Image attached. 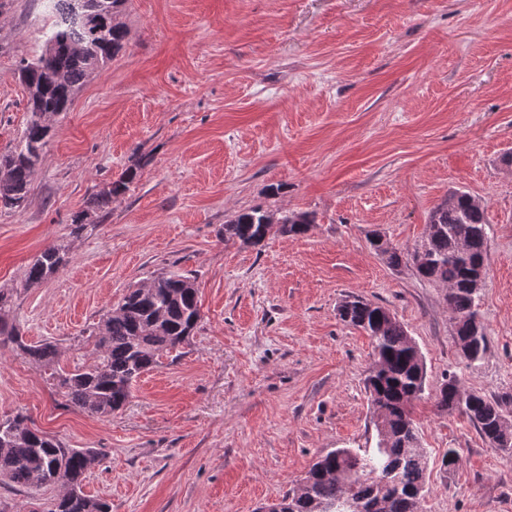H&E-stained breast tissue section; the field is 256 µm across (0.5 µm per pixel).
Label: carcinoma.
I'll use <instances>...</instances> for the list:
<instances>
[{
	"instance_id": "obj_1",
	"label": "carcinoma",
	"mask_w": 512,
	"mask_h": 512,
	"mask_svg": "<svg viewBox=\"0 0 512 512\" xmlns=\"http://www.w3.org/2000/svg\"><path fill=\"white\" fill-rule=\"evenodd\" d=\"M55 15L44 50L20 70L29 93L31 119L21 140L0 157V205L19 208L30 186L50 132L46 118L65 112L86 76L110 62L124 47L128 31L119 20L124 0H95L100 20L86 26L74 11V0H45ZM133 168L94 194L102 210L136 178ZM485 208L470 193L455 190L433 207L422 242L407 252L418 277L453 290L451 318L455 341L474 364L487 353V339L478 321L477 305L484 288L474 279L485 269L487 232ZM314 218L306 213L277 217L261 208L236 214L224 225V239L259 246L268 236L307 233ZM370 244L376 253L398 266L402 255L381 236ZM65 247L41 251L30 263L26 282L37 285L66 263ZM12 295L0 289V340L11 342L29 361L50 370L67 401L91 415L106 417L120 410L131 386L160 358L189 340L200 319L197 288L184 275H159L131 288L115 310L90 330L92 364L59 371L58 349L51 343H27L8 322ZM343 321L370 336L376 357L366 379L371 405L383 409L382 428L373 448H337L322 455L296 488L259 512H350L347 502L389 503L386 512H421L427 469L425 449L404 443L420 441L410 404L424 390L426 368L414 340L385 307L361 299L344 302ZM456 375L448 376L436 396L439 408L458 410L490 444L512 441V422L498 400L476 391L461 400ZM95 454L89 448H67L25 425L16 414L0 420V482L32 488L57 487L59 494L47 512H112L105 501L86 495L82 485Z\"/></svg>"
}]
</instances>
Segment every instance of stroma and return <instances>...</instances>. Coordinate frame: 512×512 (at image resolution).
I'll return each instance as SVG.
<instances>
[{
    "mask_svg": "<svg viewBox=\"0 0 512 512\" xmlns=\"http://www.w3.org/2000/svg\"><path fill=\"white\" fill-rule=\"evenodd\" d=\"M120 19L125 47L55 117L27 203L0 209V289L23 338L56 344L68 369L89 362V329L157 275L194 279L201 318L180 358L107 417L69 406L2 343L0 416L92 449L83 489L112 512H256L319 454L375 444L372 341L338 313L358 296L394 313L424 358L411 405L422 512H512V448L435 403L455 373L512 413V0H125ZM51 23L42 0H0V153L30 119L19 70ZM454 189L487 221L488 351L474 364L447 289L369 244L413 249ZM255 207L315 222L258 247L225 240ZM58 244L66 265L27 285ZM136 168H128L121 177L113 182L105 184L99 191L94 194L93 203L98 209L108 208L112 204V197L122 194L136 178Z\"/></svg>",
    "mask_w": 512,
    "mask_h": 512,
    "instance_id": "35a3bbf8",
    "label": "stroma"
}]
</instances>
